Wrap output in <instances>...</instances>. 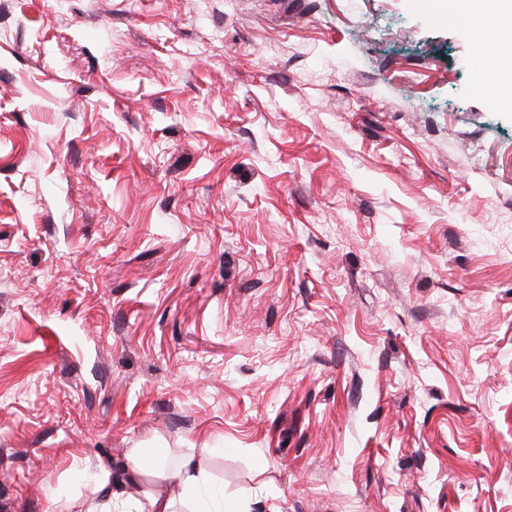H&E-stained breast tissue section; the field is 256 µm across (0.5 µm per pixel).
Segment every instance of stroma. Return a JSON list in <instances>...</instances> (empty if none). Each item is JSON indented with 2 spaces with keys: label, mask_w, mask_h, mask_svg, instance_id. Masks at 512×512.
Wrapping results in <instances>:
<instances>
[{
  "label": "stroma",
  "mask_w": 512,
  "mask_h": 512,
  "mask_svg": "<svg viewBox=\"0 0 512 512\" xmlns=\"http://www.w3.org/2000/svg\"><path fill=\"white\" fill-rule=\"evenodd\" d=\"M487 69L413 0H0V512L134 448L250 512H512ZM164 481H173L180 487V495L194 496L201 486L207 482V471L198 460L186 458L172 474L162 476Z\"/></svg>",
  "instance_id": "35a3bbf8"
}]
</instances>
